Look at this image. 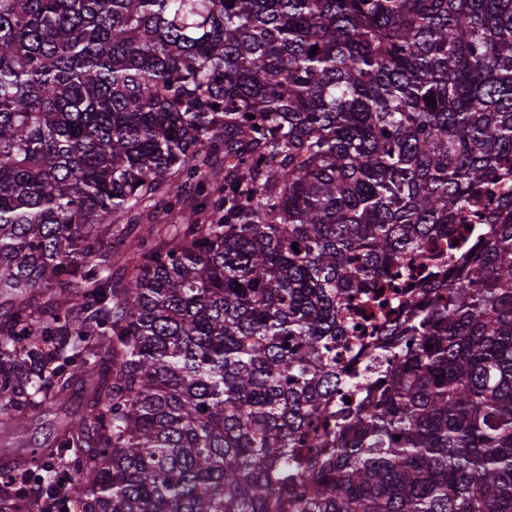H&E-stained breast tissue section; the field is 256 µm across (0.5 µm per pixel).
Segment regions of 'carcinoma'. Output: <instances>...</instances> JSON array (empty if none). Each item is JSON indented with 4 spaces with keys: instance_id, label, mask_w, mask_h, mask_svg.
<instances>
[{
    "instance_id": "carcinoma-1",
    "label": "carcinoma",
    "mask_w": 512,
    "mask_h": 512,
    "mask_svg": "<svg viewBox=\"0 0 512 512\" xmlns=\"http://www.w3.org/2000/svg\"><path fill=\"white\" fill-rule=\"evenodd\" d=\"M497 182L512 0H0V436L78 407L0 512H512Z\"/></svg>"
}]
</instances>
